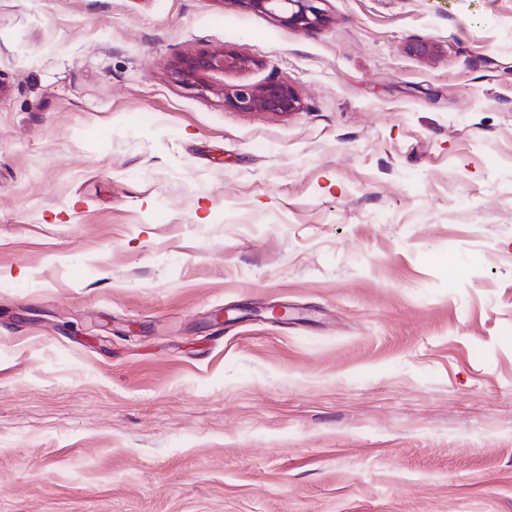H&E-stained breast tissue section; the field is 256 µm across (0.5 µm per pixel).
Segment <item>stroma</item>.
Returning a JSON list of instances; mask_svg holds the SVG:
<instances>
[{"mask_svg": "<svg viewBox=\"0 0 512 512\" xmlns=\"http://www.w3.org/2000/svg\"><path fill=\"white\" fill-rule=\"evenodd\" d=\"M321 7L0 0V512H512V0ZM322 0H233L250 9L269 14L279 13V21L289 28L300 31L316 27L325 22L322 9L318 6ZM248 60L224 48L203 49L192 56L179 57L170 63L172 76L185 84H208L213 75L224 74V70L245 66ZM224 96V106L237 112H271L291 114L300 109V99L290 83L270 80L261 84H243L224 89L223 82L214 88Z\"/></svg>", "mask_w": 512, "mask_h": 512, "instance_id": "stroma-1", "label": "stroma"}]
</instances>
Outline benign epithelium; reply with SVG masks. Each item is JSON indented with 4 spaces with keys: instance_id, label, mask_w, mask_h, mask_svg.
I'll return each mask as SVG.
<instances>
[{
    "instance_id": "7a95c632",
    "label": "benign epithelium",
    "mask_w": 512,
    "mask_h": 512,
    "mask_svg": "<svg viewBox=\"0 0 512 512\" xmlns=\"http://www.w3.org/2000/svg\"><path fill=\"white\" fill-rule=\"evenodd\" d=\"M250 9L278 14L284 25L300 31L325 22L321 0H232ZM248 63V59L222 48L203 49L192 56L179 57L170 63L172 76L185 84H206L216 74ZM216 91L224 96V105L237 112H271L290 114L300 109V99L290 83L270 80L261 84H243L230 90L219 84Z\"/></svg>"
}]
</instances>
